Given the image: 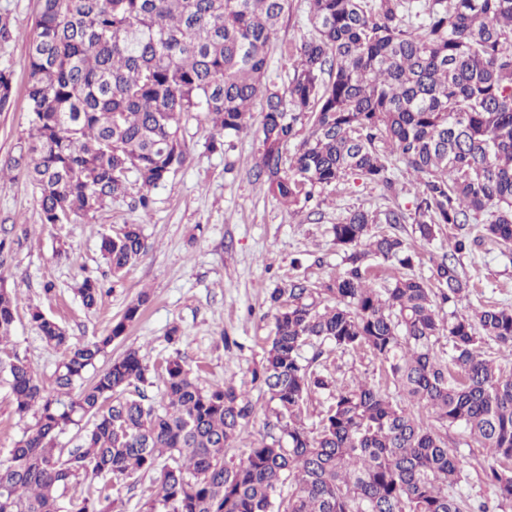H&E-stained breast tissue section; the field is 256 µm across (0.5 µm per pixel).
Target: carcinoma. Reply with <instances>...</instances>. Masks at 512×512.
I'll list each match as a JSON object with an SVG mask.
<instances>
[{
	"label": "carcinoma",
	"instance_id": "cac0c4a2",
	"mask_svg": "<svg viewBox=\"0 0 512 512\" xmlns=\"http://www.w3.org/2000/svg\"><path fill=\"white\" fill-rule=\"evenodd\" d=\"M287 10L288 0H41L22 60L30 130L19 160L43 223L92 217L133 184L149 212L151 189L187 161L183 120L203 118L216 150L247 129L261 99L253 177L273 197L297 203L357 175L387 199L400 163L415 177L421 239L491 209L486 237L511 246L512 0H428L415 25L406 0H310L313 35L282 51L293 75L281 88L268 78V51ZM12 76L0 68V112L12 106ZM405 221L396 210L348 213L333 225L345 271L270 292L275 332L252 382L268 396L272 432L232 466L225 457L253 405L231 384L199 386L178 358L166 362L158 405L141 389L150 369L135 349L72 393L147 296L83 344L32 310L42 339L66 357L51 381L9 364L16 412L35 422L0 463V512H117L119 496L62 497L82 476L109 475L119 492L147 473L156 486L141 512H473L450 427L486 450L497 508L511 509L512 310L444 311L469 293L459 271L467 242L455 235L429 277L374 288L368 257L409 270L417 253L373 225ZM144 251L139 224L101 237L115 276ZM102 291L92 277L77 288L87 309ZM14 311L0 285V342ZM326 343L371 355L395 393L339 381L321 350L302 362L304 347ZM490 343L503 360L483 350ZM319 397L313 431L305 420ZM83 421L79 444L57 448V434Z\"/></svg>",
	"mask_w": 512,
	"mask_h": 512
}]
</instances>
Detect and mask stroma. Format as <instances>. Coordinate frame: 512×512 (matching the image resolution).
I'll list each match as a JSON object with an SVG mask.
<instances>
[{
    "instance_id": "stroma-1",
    "label": "stroma",
    "mask_w": 512,
    "mask_h": 512,
    "mask_svg": "<svg viewBox=\"0 0 512 512\" xmlns=\"http://www.w3.org/2000/svg\"><path fill=\"white\" fill-rule=\"evenodd\" d=\"M278 38L269 54V76L286 83L281 48L310 37L309 0H289ZM13 18L15 37L0 45V66L14 67V103L0 112V228L15 241V250L0 273L15 300V329L0 346V362L23 360L41 377L49 378L64 358L63 350L48 346L30 319L39 308L61 323L75 343L105 334L121 320L125 309L140 294L148 301L138 320L114 340L95 363L106 368L127 350H138L151 369L166 360L181 358L196 372L201 387L229 383L246 393L254 413L234 450L227 458H245L267 434L272 417L267 397L252 384L260 368L266 342L274 332V317L267 297L301 276L322 282L343 273L345 250L336 246L333 224L348 211L363 208L402 211L407 220L396 231L416 249L414 274L429 276L434 260L448 249L447 234L431 241L420 239L412 216L415 197L412 174L397 166L400 191L396 198H382L378 189L349 178L323 194L321 204L282 205L250 172L256 162L261 106H254L248 129L210 151L205 122L189 120L183 135L190 149L186 165L153 189L150 214H143L135 196L117 200L89 222L43 224L37 194L17 166L20 147L27 137V74L20 65L35 33L38 0H0V11ZM489 213L471 218L461 229L472 241L460 258V271L469 295L458 305L467 313L494 302L512 308V248L484 238ZM124 224L141 225L145 253L121 276H113L100 251L102 234ZM99 278L105 291L97 306L86 309L76 294L84 277ZM178 329L179 343H168L171 329ZM328 365L340 381L369 377L381 382L378 361L324 345ZM0 371V461L34 422L19 416ZM449 448L466 464L468 481L462 490L472 503H495L483 476L485 451L461 429L448 431Z\"/></svg>"
}]
</instances>
